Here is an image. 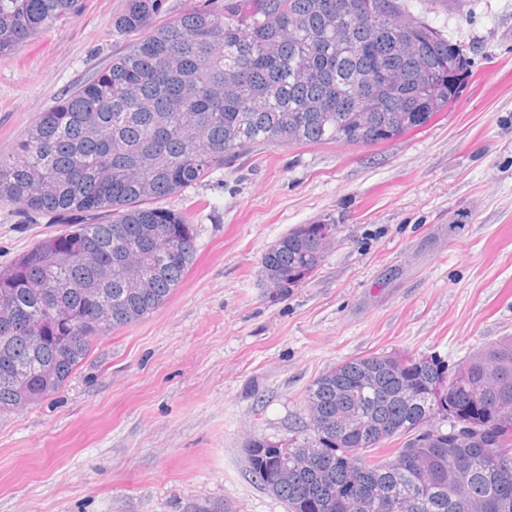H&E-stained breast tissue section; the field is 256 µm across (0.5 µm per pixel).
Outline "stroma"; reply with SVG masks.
<instances>
[{
	"label": "stroma",
	"mask_w": 512,
	"mask_h": 512,
	"mask_svg": "<svg viewBox=\"0 0 512 512\" xmlns=\"http://www.w3.org/2000/svg\"><path fill=\"white\" fill-rule=\"evenodd\" d=\"M124 6L82 0L0 58V152L126 51ZM429 19L472 61L429 125L370 147L268 146L161 199L192 220L191 265L59 391L0 415V512H286L244 448L288 439L316 377L373 352L453 367L512 336V0H444ZM326 215L331 251L272 292L264 251ZM53 232L0 203V266Z\"/></svg>",
	"instance_id": "35a3bbf8"
}]
</instances>
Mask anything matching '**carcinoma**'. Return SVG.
Instances as JSON below:
<instances>
[{
    "instance_id": "cac0c4a2",
    "label": "carcinoma",
    "mask_w": 512,
    "mask_h": 512,
    "mask_svg": "<svg viewBox=\"0 0 512 512\" xmlns=\"http://www.w3.org/2000/svg\"><path fill=\"white\" fill-rule=\"evenodd\" d=\"M344 2L357 0H204L157 24L163 0H126L112 16L139 38L0 153V202L64 227L0 269V414L59 390L97 338L179 286L193 225L155 201L262 146H374L448 109L464 46L421 15L398 22L408 4L369 0L361 17ZM79 6L0 0V57ZM334 231L331 217L290 229L262 255L264 280L299 287ZM245 454L287 512H512L495 503L512 483V336L453 370L400 352L344 361L309 385L294 435H256Z\"/></svg>"
}]
</instances>
